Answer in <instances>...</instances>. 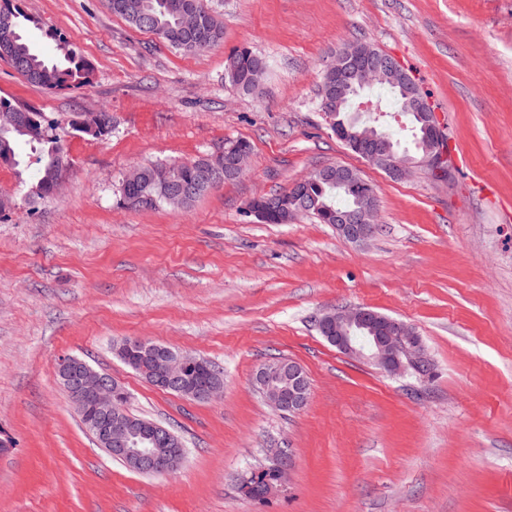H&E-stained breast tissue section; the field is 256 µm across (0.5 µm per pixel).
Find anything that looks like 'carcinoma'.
I'll use <instances>...</instances> for the list:
<instances>
[{"label":"carcinoma","instance_id":"obj_1","mask_svg":"<svg viewBox=\"0 0 512 512\" xmlns=\"http://www.w3.org/2000/svg\"><path fill=\"white\" fill-rule=\"evenodd\" d=\"M112 13L124 18L133 27L158 35L172 47L184 53H200L217 44L224 34L205 0H108ZM0 15L12 18V27L8 38L0 36V59H4L29 83L47 90L78 88L89 80L90 68L77 50L53 31L46 32L47 37L56 42L60 58L49 62L34 48L26 37L29 25H38V21L24 11L18 0H0ZM265 63L252 49L242 46L235 49L227 60V77L235 86L247 94L256 92L264 78ZM399 106L400 111L409 120L412 144L415 153L399 150L397 142L382 128L377 134L382 138L392 155L398 160L418 159L428 147V140L416 113L408 110L407 100L401 86L384 82ZM18 105L8 100H0V162L17 166L20 163L17 147L20 143L33 146L38 153L35 183L28 193L29 201L45 199L54 193L61 172V164L67 161L63 136L58 133L59 124L45 121L43 113L32 107L36 126L40 131L33 135L27 130L15 126L7 120L10 113L17 111ZM74 131L101 136L108 128L105 113L95 119L92 125H79L74 120L67 122ZM225 157H200L180 164L163 163L142 165L138 181L124 187L123 192L129 199L144 191L152 193L158 203H164L165 197L176 193L181 183H196L207 173H217L224 181L229 177L224 172ZM283 206L271 219L263 220L267 224H286L294 210L288 207V190L279 191ZM306 200L308 214L319 224L334 223L330 212L349 210L356 206L354 192L333 183L313 181L307 183Z\"/></svg>","mask_w":512,"mask_h":512}]
</instances>
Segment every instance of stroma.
<instances>
[{"label":"stroma","instance_id":"35a3bbf8","mask_svg":"<svg viewBox=\"0 0 512 512\" xmlns=\"http://www.w3.org/2000/svg\"><path fill=\"white\" fill-rule=\"evenodd\" d=\"M222 40L186 54L138 30L107 0H22L46 56L54 30L88 83L52 93L0 60V98L47 120L110 116L106 133L64 134L61 190L31 203L35 155L0 164V512H512V0H207ZM393 57L430 100L449 179L401 180L340 142L319 108L324 72L352 42ZM250 47L261 94L228 81ZM252 146L245 175L187 207L134 209L124 173ZM343 165L377 187L379 228L362 244L297 214L245 216L254 197ZM362 306L422 337L431 377L389 375L340 353L321 314ZM143 337L224 371L220 399L149 385L118 356ZM84 359L129 394V413L185 444L175 473L138 474L97 446L59 386V357ZM291 359L311 395L268 406L255 370ZM292 452L284 487L244 480Z\"/></svg>","mask_w":512,"mask_h":512}]
</instances>
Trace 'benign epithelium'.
Masks as SVG:
<instances>
[{"label": "benign epithelium", "mask_w": 512, "mask_h": 512, "mask_svg": "<svg viewBox=\"0 0 512 512\" xmlns=\"http://www.w3.org/2000/svg\"><path fill=\"white\" fill-rule=\"evenodd\" d=\"M329 69L336 71V93L331 99L336 107L326 113V119L335 128L337 137L365 146V161L396 178L406 177L417 167L444 175L447 155L442 147V127L436 113L430 111L429 100L418 91L403 68L395 64L387 68L374 60L370 50L355 48L345 55L336 54ZM387 70L404 83L408 106L412 111L423 114L431 132L430 151L416 163L395 159L371 129H358L354 121L347 124L337 119L338 109L358 93V88L385 81ZM313 177L361 190L355 208L336 212L337 232L352 243L364 242L375 235L378 230L377 195L368 189L358 171L336 165L317 170ZM318 328L339 352L366 361L390 375L401 374L408 366L424 377L433 372V363L415 330L403 321L370 308L332 309L319 317ZM355 328L367 330L370 342L358 344V337L351 335ZM119 351L136 356L146 381L157 388L178 392L200 402L212 401L223 393L224 380L219 376L209 375L198 381L190 379V373L203 365L198 357L160 347L138 337L123 342ZM56 376L94 432L99 447L128 460L133 468L154 475H168L179 469L183 463L182 441L154 423L144 421L133 425V419L125 408L128 395L112 377L93 370L84 360L74 356L59 359ZM252 386L280 412L297 413L310 398L307 373L290 359L260 366L253 375ZM291 465L292 456L282 458L277 479L267 484L261 497L273 494L285 482Z\"/></svg>", "instance_id": "obj_1"}]
</instances>
